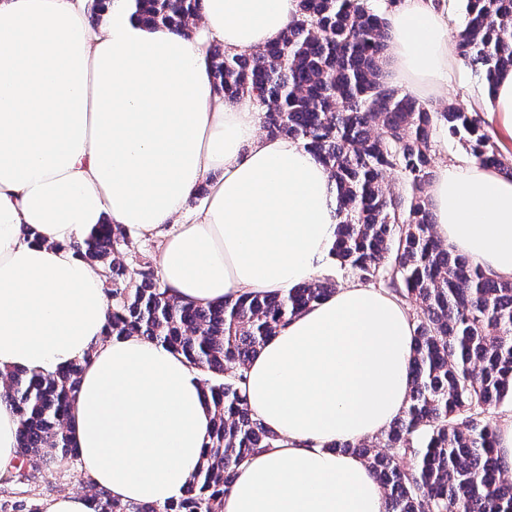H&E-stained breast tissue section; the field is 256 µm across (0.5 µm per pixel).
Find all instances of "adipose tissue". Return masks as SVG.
<instances>
[{
    "label": "adipose tissue",
    "mask_w": 512,
    "mask_h": 512,
    "mask_svg": "<svg viewBox=\"0 0 512 512\" xmlns=\"http://www.w3.org/2000/svg\"><path fill=\"white\" fill-rule=\"evenodd\" d=\"M440 0L388 15L390 67L428 93L447 82ZM0 0V371L84 366L70 431L91 481L127 503L179 499L212 427L186 359L138 336L105 340L103 269L71 246L96 225L160 239L179 300L282 292L325 265L338 219L329 171L301 143L257 134L250 98L226 102L206 55L258 50L297 0H204L188 36L144 26L135 0ZM207 185L204 205L185 217ZM440 236L512 278V178L441 166L429 188ZM414 324L393 295L338 288L250 361L252 413L279 437L239 468L224 512H384L366 463L329 443L384 432L405 408Z\"/></svg>",
    "instance_id": "1"
}]
</instances>
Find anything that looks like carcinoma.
<instances>
[{
	"instance_id": "cac0c4a2",
	"label": "carcinoma",
	"mask_w": 512,
	"mask_h": 512,
	"mask_svg": "<svg viewBox=\"0 0 512 512\" xmlns=\"http://www.w3.org/2000/svg\"><path fill=\"white\" fill-rule=\"evenodd\" d=\"M400 0H298L286 32L260 50H209L224 100L252 98L271 137L301 142L334 178L340 217L332 258L416 313L408 407L370 441L334 443L361 456L383 492L385 512H512V469L488 416L512 402V279L485 273L436 233L425 187L440 126L472 162L512 178L478 111L437 107L384 78L387 15ZM148 26L189 34L203 0H136ZM458 56L487 87L512 69V0H466L454 33ZM403 177L392 189L386 176ZM124 229L99 224L72 243L107 270L105 338L140 336L182 355L213 406L205 455L183 496L164 505L123 503L91 488L92 512H223L239 467L278 436L248 407L250 360L288 319L336 292L324 277L266 295L206 305L168 293L152 261L116 257ZM83 365L54 374L0 372V402L19 419L16 478L31 459L78 456L69 423ZM408 458L403 469L399 460Z\"/></svg>"
}]
</instances>
